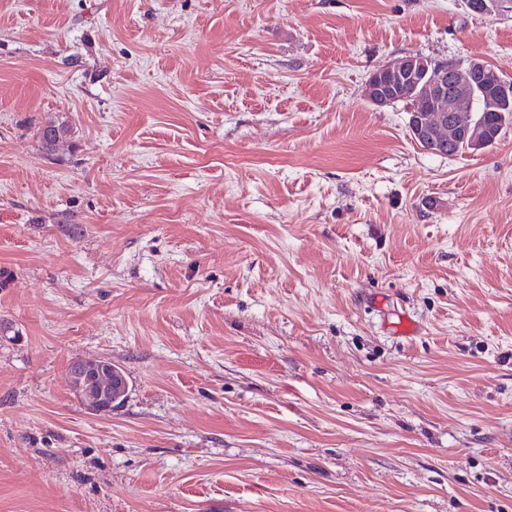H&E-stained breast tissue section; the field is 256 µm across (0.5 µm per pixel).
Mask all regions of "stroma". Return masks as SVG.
<instances>
[{
  "label": "stroma",
  "instance_id": "obj_1",
  "mask_svg": "<svg viewBox=\"0 0 512 512\" xmlns=\"http://www.w3.org/2000/svg\"><path fill=\"white\" fill-rule=\"evenodd\" d=\"M409 54L512 80V8L0 0V512H512V124L421 148ZM70 133L68 124L62 122L56 124L49 121L40 126L36 130V137L38 138L42 151L47 156L55 154L59 142L65 140ZM69 385L89 413L105 415L129 391L124 371L110 360H78L68 371ZM121 400V401H120Z\"/></svg>",
  "mask_w": 512,
  "mask_h": 512
}]
</instances>
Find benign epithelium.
<instances>
[{"label":"benign epithelium","mask_w":512,"mask_h":512,"mask_svg":"<svg viewBox=\"0 0 512 512\" xmlns=\"http://www.w3.org/2000/svg\"><path fill=\"white\" fill-rule=\"evenodd\" d=\"M487 76V65L478 57L450 67L445 60L410 54L372 73L363 95L378 107L394 104L400 95L410 97V135L424 150L439 154L448 142L459 141L475 152L495 143L482 133L474 110ZM68 380L94 415L111 413L129 391L124 371L105 359L73 362Z\"/></svg>","instance_id":"benign-epithelium-1"}]
</instances>
